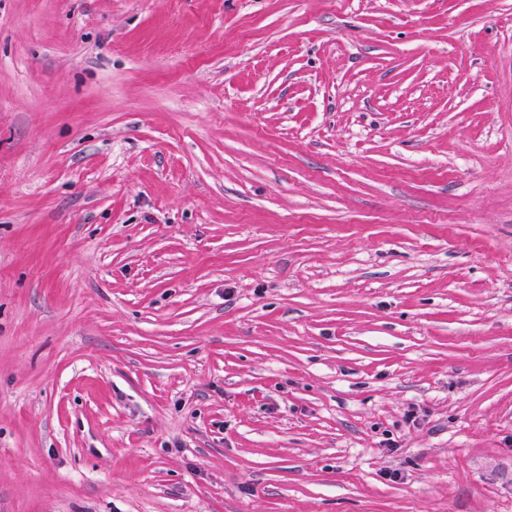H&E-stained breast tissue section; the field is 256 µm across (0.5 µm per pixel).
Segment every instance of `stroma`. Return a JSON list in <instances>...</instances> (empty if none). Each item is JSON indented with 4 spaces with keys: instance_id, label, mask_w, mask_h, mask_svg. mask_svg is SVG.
<instances>
[{
    "instance_id": "35a3bbf8",
    "label": "stroma",
    "mask_w": 512,
    "mask_h": 512,
    "mask_svg": "<svg viewBox=\"0 0 512 512\" xmlns=\"http://www.w3.org/2000/svg\"><path fill=\"white\" fill-rule=\"evenodd\" d=\"M0 512H512V0H0Z\"/></svg>"
}]
</instances>
